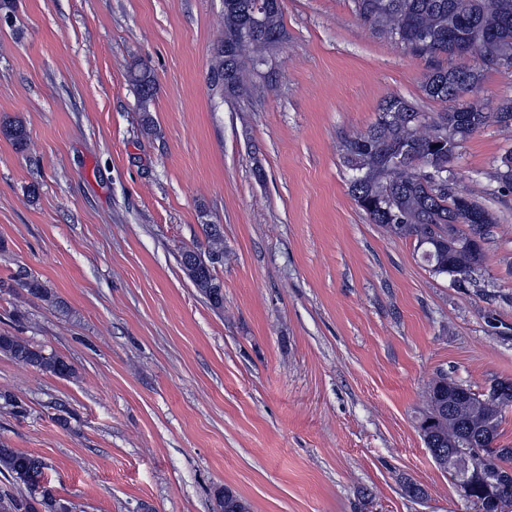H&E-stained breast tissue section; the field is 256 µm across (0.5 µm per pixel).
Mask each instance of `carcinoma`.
Segmentation results:
<instances>
[{
    "mask_svg": "<svg viewBox=\"0 0 512 512\" xmlns=\"http://www.w3.org/2000/svg\"><path fill=\"white\" fill-rule=\"evenodd\" d=\"M353 13L373 31L403 44L414 56L450 58L472 55L487 66H512V0H351ZM224 37L213 56L210 79L234 102L258 86L273 83V57L288 43L283 0H224ZM484 77L476 66L434 67L424 75L422 90L442 105L441 112H423L413 102L386 97L379 117L366 132L342 141L341 155L350 171L349 190L370 221L398 237L411 238L429 272L448 276L457 288H476L484 262V242L494 213L466 194L450 162L465 141L490 125L512 129V99L490 110L478 98L464 95ZM143 112L156 95L152 69L137 63L129 72ZM497 193L512 192V151L496 160L491 174ZM206 245L180 253L179 264L214 308L224 304L215 276L224 259V236L216 224L202 225ZM13 280L34 298L49 303L56 296L37 277L20 271ZM0 353L14 361L57 377L75 374L64 358L47 353L17 336L0 333ZM506 395L488 399L442 375L429 384L427 408L418 418L422 440L437 449L438 468L454 474L448 449L485 447L498 439L502 413L512 404V381L503 380ZM493 425L485 434L482 429ZM480 475L469 494L481 501L483 512H499L512 500V448H499L475 458ZM45 461L0 444V475L23 483L30 495L0 490V512H72L52 488L32 484L42 477ZM220 512H250L249 504L231 489L218 492Z\"/></svg>",
    "mask_w": 512,
    "mask_h": 512,
    "instance_id": "obj_1",
    "label": "carcinoma"
}]
</instances>
